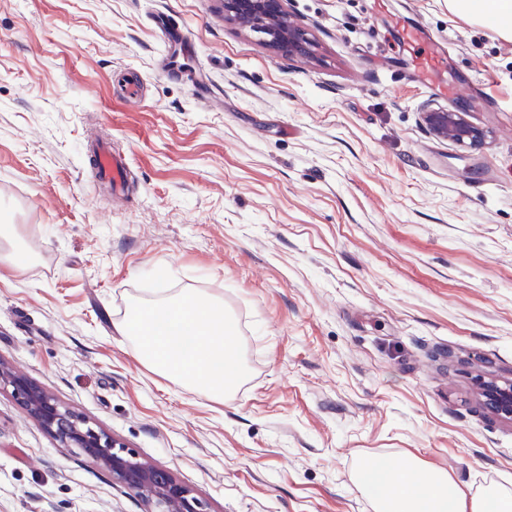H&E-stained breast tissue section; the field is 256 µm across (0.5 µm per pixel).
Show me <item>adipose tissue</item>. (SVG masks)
<instances>
[{
    "instance_id": "obj_1",
    "label": "adipose tissue",
    "mask_w": 512,
    "mask_h": 512,
    "mask_svg": "<svg viewBox=\"0 0 512 512\" xmlns=\"http://www.w3.org/2000/svg\"><path fill=\"white\" fill-rule=\"evenodd\" d=\"M448 10L512 38V0H448ZM357 480L376 512H512L511 490L492 486L470 493L447 473L427 469L411 455L401 461L363 459Z\"/></svg>"
}]
</instances>
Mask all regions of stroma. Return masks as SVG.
<instances>
[{
  "label": "stroma",
  "mask_w": 512,
  "mask_h": 512,
  "mask_svg": "<svg viewBox=\"0 0 512 512\" xmlns=\"http://www.w3.org/2000/svg\"><path fill=\"white\" fill-rule=\"evenodd\" d=\"M320 62L277 57L218 0H0V358L191 487L207 512H373L368 456L512 489V40L448 0H289ZM423 25L458 99L401 48ZM135 76L140 100L124 98ZM469 106L467 150L422 108ZM127 155L102 200L87 147ZM166 268L222 299L249 375L217 401L113 327ZM0 512H145L0 390ZM475 383L490 408L502 419L512 422V381L486 380L485 377L478 376Z\"/></svg>",
  "instance_id": "1"
}]
</instances>
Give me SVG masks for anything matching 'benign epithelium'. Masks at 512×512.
Instances as JSON below:
<instances>
[{
    "mask_svg": "<svg viewBox=\"0 0 512 512\" xmlns=\"http://www.w3.org/2000/svg\"><path fill=\"white\" fill-rule=\"evenodd\" d=\"M224 21L258 38L260 44L281 57L317 59L318 44L288 12V0H220ZM423 119L437 138L464 147L485 142L483 130L472 125L463 112L428 105ZM479 386L490 408L512 422V381L478 376ZM12 393L27 413L65 448H76L102 468L112 472V480L139 496L148 505L146 512H206L204 504L189 486L169 470L142 461L125 449V444L104 429L60 403L43 386L17 373L0 358V389Z\"/></svg>",
    "mask_w": 512,
    "mask_h": 512,
    "instance_id": "1",
    "label": "benign epithelium"
}]
</instances>
